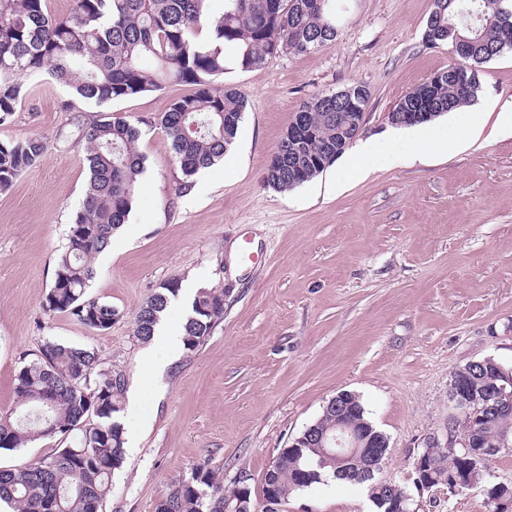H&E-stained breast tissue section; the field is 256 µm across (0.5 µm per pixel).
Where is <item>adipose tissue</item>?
<instances>
[{
	"instance_id": "obj_1",
	"label": "adipose tissue",
	"mask_w": 512,
	"mask_h": 512,
	"mask_svg": "<svg viewBox=\"0 0 512 512\" xmlns=\"http://www.w3.org/2000/svg\"><path fill=\"white\" fill-rule=\"evenodd\" d=\"M478 119V114L474 112L458 113L456 132L452 135L430 123L416 125L400 139V148L395 152L383 142L366 141L361 145L359 152L350 159L342 176L346 179L357 177L371 168L394 163L404 154L415 155L451 149L456 146L458 137L464 136L476 127Z\"/></svg>"
}]
</instances>
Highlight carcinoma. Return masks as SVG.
<instances>
[{"label": "carcinoma", "mask_w": 512, "mask_h": 512, "mask_svg": "<svg viewBox=\"0 0 512 512\" xmlns=\"http://www.w3.org/2000/svg\"><path fill=\"white\" fill-rule=\"evenodd\" d=\"M322 2L317 6L316 2ZM212 0H74L66 17H55L46 0H0V124L8 121L27 96L25 79L43 72L70 86L77 96L97 104L162 89L169 83H189L195 91L174 100L160 117L182 177L175 191L188 192L191 177L223 159L236 136L246 103L216 78L234 65L253 69L284 51L302 54L336 40V0H224L219 16ZM443 19L472 39L467 55L454 53L448 68L435 73L405 94L394 108L420 112L418 122L430 121L472 103L477 91L458 79L512 50V8L506 0H444ZM209 26L213 44L196 37ZM425 42L455 45L448 27H425ZM233 50L234 60L224 56ZM368 100L354 109L336 101L329 91L304 101L299 111L310 113L306 135L283 134L267 167L266 180L286 191L324 171L327 153H342L351 135L336 133L354 112H365ZM140 129L123 117H106L86 128L88 180L82 205L59 252L53 282L43 308L68 313L90 330L112 328L121 312L89 296L94 257L111 243L126 223L137 194L145 157L138 151ZM47 149L41 137L0 141V190L8 189L23 171L36 165ZM180 290L177 278L163 281L134 316V336L147 342L160 314ZM224 317V290H198L184 330L183 345L193 352L204 344ZM497 367L460 374L468 409L458 412L448 433H469L480 448H489L503 434L512 438V413L488 422L475 421L469 410L486 404ZM126 378L101 366L87 348L48 339L36 358L15 375L14 392L20 410L0 416V451H13L38 439H54L53 453L12 469L0 468V502L16 512H99L111 491V479L125 458V426L120 421ZM357 430L369 427L359 397L346 393ZM384 457L362 456L343 470L324 463L308 448H284L267 470L262 506L252 492L228 499L231 488L212 469L199 465L191 478L172 486L155 512H278L288 495L328 479L367 484L379 496ZM428 477L439 487L448 468L476 465L460 446L436 449Z\"/></svg>", "instance_id": "carcinoma-1"}]
</instances>
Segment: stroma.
<instances>
[{"label":"stroma","instance_id":"obj_1","mask_svg":"<svg viewBox=\"0 0 512 512\" xmlns=\"http://www.w3.org/2000/svg\"><path fill=\"white\" fill-rule=\"evenodd\" d=\"M433 0H336L339 35L327 47L283 53L218 78L247 102L229 149L237 160L199 171L201 194L176 195L181 172L157 119L192 85L99 105L48 74L30 89L0 140L35 135L39 163L0 192V414L15 406L22 358L48 339L94 350L124 371L153 409L100 512H154L196 465L225 484L247 476L254 500L264 475L336 394L358 395L389 441L380 478L410 486L418 451L448 440L452 373L486 358L512 367V52L484 64L473 111L479 123L448 153L406 157L338 186L345 156L310 181L279 191L269 159L299 105L360 84L369 92L363 139L404 135L387 116L399 99L452 59L423 33ZM107 116L139 123L145 156L139 194L104 256L89 294L118 308L96 332L43 309L55 258L88 178L78 128ZM182 287L167 308L186 321L199 289L224 291V317L194 352L156 345L161 369L144 376L133 315L164 280ZM419 512H486L471 489L414 493ZM280 512H375L365 485L331 481L291 495Z\"/></svg>","mask_w":512,"mask_h":512}]
</instances>
